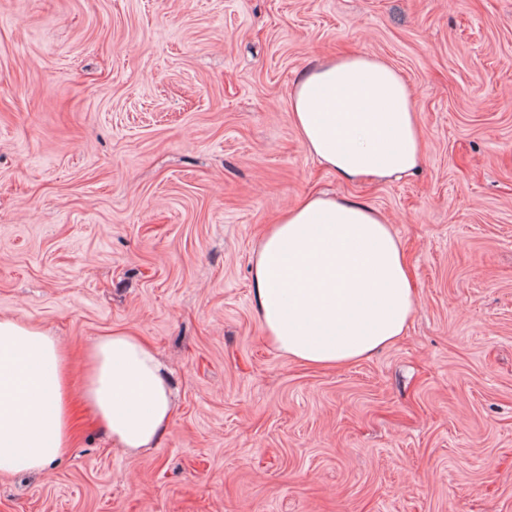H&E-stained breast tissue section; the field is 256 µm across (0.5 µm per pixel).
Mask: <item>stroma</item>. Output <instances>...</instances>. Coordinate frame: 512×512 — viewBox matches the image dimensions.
I'll return each instance as SVG.
<instances>
[{
    "label": "stroma",
    "mask_w": 512,
    "mask_h": 512,
    "mask_svg": "<svg viewBox=\"0 0 512 512\" xmlns=\"http://www.w3.org/2000/svg\"><path fill=\"white\" fill-rule=\"evenodd\" d=\"M358 53L408 81L418 172L347 182L294 82ZM321 191L381 211L417 293L394 344L302 366L251 263ZM0 317L73 359L115 328L176 409L130 454L83 410L0 512H512V0H0Z\"/></svg>",
    "instance_id": "obj_1"
}]
</instances>
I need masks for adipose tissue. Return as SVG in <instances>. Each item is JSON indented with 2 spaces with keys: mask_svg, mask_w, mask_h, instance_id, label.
Instances as JSON below:
<instances>
[{
  "mask_svg": "<svg viewBox=\"0 0 512 512\" xmlns=\"http://www.w3.org/2000/svg\"><path fill=\"white\" fill-rule=\"evenodd\" d=\"M291 108L305 148L342 179H399L425 160L409 85L385 60L348 54L319 63L295 82ZM253 286L276 348L311 366L368 357L402 335L416 305L386 217L325 194L282 211L254 255ZM84 363L76 396L57 340L0 319V474L39 473L65 455L77 400L125 451L157 446L174 404L153 349L117 329Z\"/></svg>",
  "mask_w": 512,
  "mask_h": 512,
  "instance_id": "ef3b65f1",
  "label": "adipose tissue"
}]
</instances>
